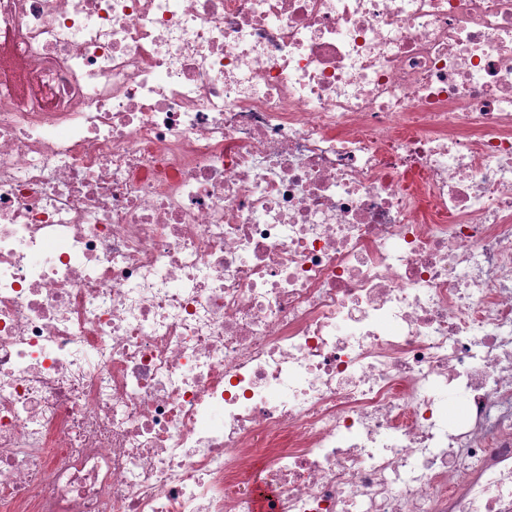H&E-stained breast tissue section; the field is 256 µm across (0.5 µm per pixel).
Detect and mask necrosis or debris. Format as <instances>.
I'll return each instance as SVG.
<instances>
[{
	"instance_id": "1",
	"label": "necrosis or debris",
	"mask_w": 512,
	"mask_h": 512,
	"mask_svg": "<svg viewBox=\"0 0 512 512\" xmlns=\"http://www.w3.org/2000/svg\"><path fill=\"white\" fill-rule=\"evenodd\" d=\"M262 489L512 512V0H0V512Z\"/></svg>"
}]
</instances>
